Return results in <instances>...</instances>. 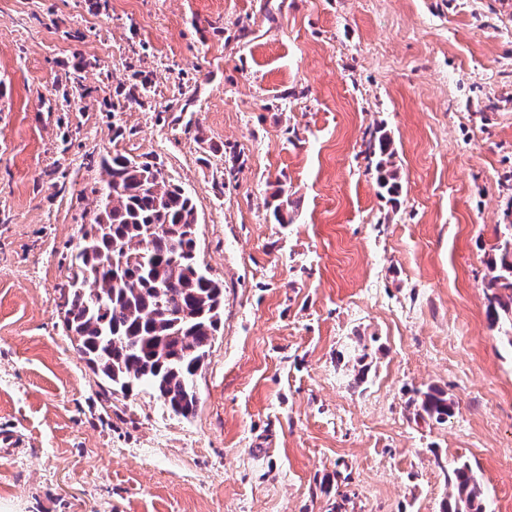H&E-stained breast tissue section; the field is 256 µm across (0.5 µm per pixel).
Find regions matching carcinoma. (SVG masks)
Wrapping results in <instances>:
<instances>
[{"label":"carcinoma","mask_w":512,"mask_h":512,"mask_svg":"<svg viewBox=\"0 0 512 512\" xmlns=\"http://www.w3.org/2000/svg\"><path fill=\"white\" fill-rule=\"evenodd\" d=\"M379 156L377 180L399 189L391 169V140H369ZM101 186L89 216L88 241L75 247L70 265L65 325L94 371L124 394L150 386L175 414L196 411L194 377L221 325L224 287L198 263L196 211L191 197L166 179L162 168L126 153L106 152ZM488 261L486 315L512 346V224L496 227ZM444 391L420 393L416 414L438 423L454 415ZM456 488L444 512H484L480 482L463 462L446 475Z\"/></svg>","instance_id":"1"}]
</instances>
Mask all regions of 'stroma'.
Instances as JSON below:
<instances>
[{"label": "stroma", "mask_w": 512, "mask_h": 512, "mask_svg": "<svg viewBox=\"0 0 512 512\" xmlns=\"http://www.w3.org/2000/svg\"><path fill=\"white\" fill-rule=\"evenodd\" d=\"M108 150L191 197L224 286L188 418L64 325ZM499 224L512 0H0V512H441L460 462L512 512ZM432 387L448 422L415 415ZM368 150L379 156L377 164V180L381 188L388 193H396L399 189L397 174L391 167L390 159L394 153L391 150V140L386 135H380L369 140ZM496 234L498 243L486 274V315L491 326L501 324L512 346V224L497 225Z\"/></svg>", "instance_id": "1"}]
</instances>
